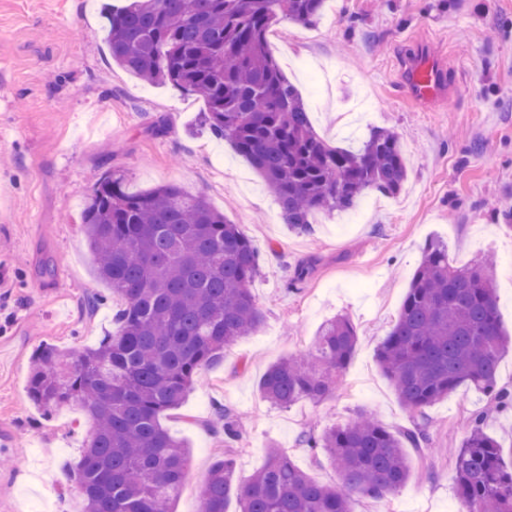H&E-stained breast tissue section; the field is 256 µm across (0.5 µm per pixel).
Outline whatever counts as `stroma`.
I'll list each match as a JSON object with an SVG mask.
<instances>
[{
    "label": "stroma",
    "mask_w": 512,
    "mask_h": 512,
    "mask_svg": "<svg viewBox=\"0 0 512 512\" xmlns=\"http://www.w3.org/2000/svg\"><path fill=\"white\" fill-rule=\"evenodd\" d=\"M117 0H0V512H82L69 476L89 428L82 407L43 419L27 394L30 355L42 341L79 350L112 330L117 296L94 274L82 220L88 197L109 174L134 193L174 183L241 225L260 252L253 294L264 314L255 335L226 347L161 424L190 450L176 512H199V487L213 461L230 453L238 481L283 449L316 481L338 475L301 437L371 413L391 431L412 427L377 349L395 322L425 244L447 243L463 263L492 254L498 313L512 331V0H326L311 26L284 22L269 51L304 100L305 70L333 83L324 107L310 110L316 132L354 110L331 146L355 149L370 129L399 134L408 161L401 192L377 208L356 203L360 221L328 215L310 233L283 223L279 206L249 163L227 142L203 132L200 97L152 86L113 64L103 4ZM442 56L440 99L418 106L403 80L414 49ZM311 265L297 280L300 265ZM96 309H88L92 297ZM347 316L358 331L352 361L335 395L280 408L258 382L278 360L312 349L320 325ZM237 420L239 438L225 451L209 420L215 406ZM484 415V429L512 466V409L460 387L427 410L430 473L398 491L356 496L352 512H450L458 505L454 465L464 422Z\"/></svg>",
    "instance_id": "stroma-1"
}]
</instances>
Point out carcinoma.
<instances>
[{
    "label": "carcinoma",
    "instance_id": "cac0c4a2",
    "mask_svg": "<svg viewBox=\"0 0 512 512\" xmlns=\"http://www.w3.org/2000/svg\"><path fill=\"white\" fill-rule=\"evenodd\" d=\"M324 0H127L104 12L112 62L151 84L204 99L200 126L228 142L264 179L291 231L311 230L315 212L347 211L370 191L394 195L407 176L398 136L373 129L355 150L330 146L314 130L297 88L272 57L273 25H312ZM83 224L98 277L124 304L117 330L78 353L41 342L33 351L29 396L48 419L78 403L92 432L74 472L84 512H172L188 450L160 423L195 387L201 369L218 364L224 347L255 333L264 316L252 292L258 250L237 224L201 195L177 184L130 193L109 175L88 198ZM345 317L322 324L314 348L271 365L259 381L270 403L287 407L336 393L357 347ZM509 343L496 288L482 257L453 262L448 246L423 250L397 319L376 359L414 425L391 432L361 413L317 437L339 476L312 480L279 448L244 484L232 458L216 460L199 490L200 512H350V497L380 498L412 475L411 455L430 453L426 409L467 385L512 405L497 388ZM472 416L451 455L460 512H512V469L503 448ZM213 427L224 444L237 422L217 408Z\"/></svg>",
    "mask_w": 512,
    "mask_h": 512
}]
</instances>
